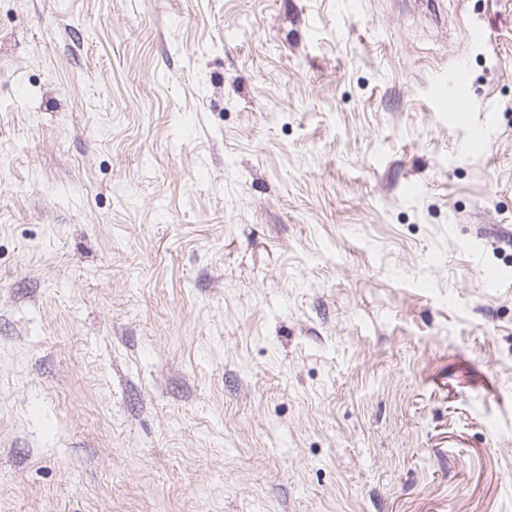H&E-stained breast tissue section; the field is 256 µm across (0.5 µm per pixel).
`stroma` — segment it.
I'll use <instances>...</instances> for the list:
<instances>
[{"instance_id": "stroma-1", "label": "stroma", "mask_w": 512, "mask_h": 512, "mask_svg": "<svg viewBox=\"0 0 512 512\" xmlns=\"http://www.w3.org/2000/svg\"><path fill=\"white\" fill-rule=\"evenodd\" d=\"M0 512H512V0H0Z\"/></svg>"}]
</instances>
